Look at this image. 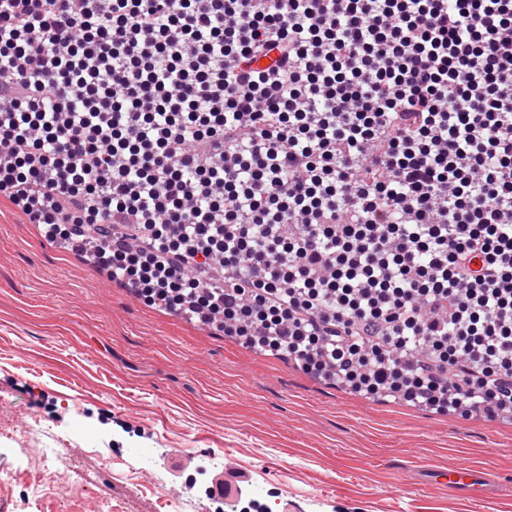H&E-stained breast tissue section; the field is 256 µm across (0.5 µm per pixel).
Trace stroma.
<instances>
[{"mask_svg": "<svg viewBox=\"0 0 512 512\" xmlns=\"http://www.w3.org/2000/svg\"><path fill=\"white\" fill-rule=\"evenodd\" d=\"M44 395L56 433L88 419L159 448L161 487L217 453L279 490L271 512H512V420L367 399L146 306L2 197L0 417L33 419ZM460 463L482 469L486 494L449 491L440 474ZM71 495L13 483L0 512H65Z\"/></svg>", "mask_w": 512, "mask_h": 512, "instance_id": "1", "label": "stroma"}]
</instances>
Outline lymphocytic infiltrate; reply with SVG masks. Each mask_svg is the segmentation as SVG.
<instances>
[{
    "label": "lymphocytic infiltrate",
    "instance_id": "1",
    "mask_svg": "<svg viewBox=\"0 0 512 512\" xmlns=\"http://www.w3.org/2000/svg\"><path fill=\"white\" fill-rule=\"evenodd\" d=\"M0 196L352 393L512 414V0H0Z\"/></svg>",
    "mask_w": 512,
    "mask_h": 512
}]
</instances>
